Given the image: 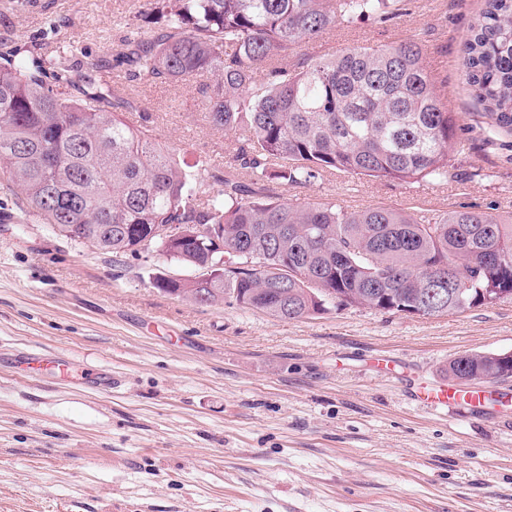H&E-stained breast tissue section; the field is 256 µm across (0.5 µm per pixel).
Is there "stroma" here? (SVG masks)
Returning a JSON list of instances; mask_svg holds the SVG:
<instances>
[{
	"label": "stroma",
	"mask_w": 512,
	"mask_h": 512,
	"mask_svg": "<svg viewBox=\"0 0 512 512\" xmlns=\"http://www.w3.org/2000/svg\"><path fill=\"white\" fill-rule=\"evenodd\" d=\"M485 0H409L289 52L421 41L459 129L448 177L327 174L272 194L351 210L512 213V133L495 127L462 60ZM137 0H0V65L100 64L126 120L185 160L223 161L237 137L205 117L213 76L144 84L116 67ZM185 269L121 262L67 242L0 174V512H512V404L471 415L414 405L374 371L385 356L422 381L465 352L512 351V301L437 316L328 307L282 321L155 288ZM37 349L112 369V391L13 367Z\"/></svg>",
	"instance_id": "obj_1"
}]
</instances>
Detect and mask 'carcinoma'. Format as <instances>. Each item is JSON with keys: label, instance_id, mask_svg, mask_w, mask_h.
Returning a JSON list of instances; mask_svg holds the SVG:
<instances>
[{"label": "carcinoma", "instance_id": "1", "mask_svg": "<svg viewBox=\"0 0 512 512\" xmlns=\"http://www.w3.org/2000/svg\"><path fill=\"white\" fill-rule=\"evenodd\" d=\"M116 64L156 83L217 77L206 118L244 143L220 170L188 164L117 112L98 65L48 71L0 67V171L23 210L68 241L109 257L157 252L197 270L208 255L191 240L172 251L154 231L191 224L198 238L224 228L232 276L199 284L280 320L362 306L403 312L453 266L462 299L431 315L512 295V215L476 211L417 216L390 207L280 199L266 184L306 185L333 171L417 182L448 176L457 119L423 65L415 39L356 46L290 67L288 51L360 18L385 19L403 0H148ZM473 97L512 131V0H486L463 62ZM251 174L248 183L238 169ZM221 185L210 195L213 184ZM70 224L84 225L76 237ZM290 271L288 287L276 272ZM448 378L512 377L511 353H464Z\"/></svg>", "mask_w": 512, "mask_h": 512}]
</instances>
